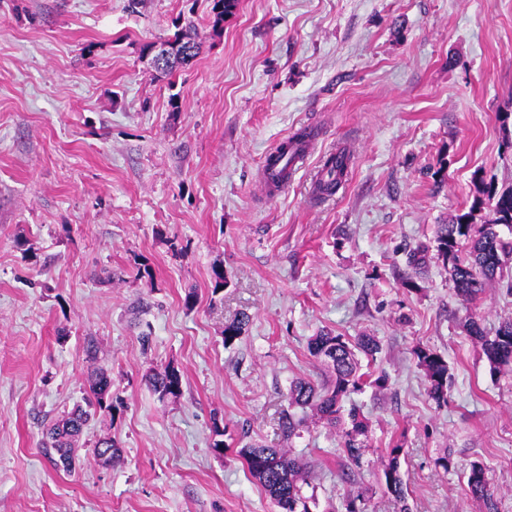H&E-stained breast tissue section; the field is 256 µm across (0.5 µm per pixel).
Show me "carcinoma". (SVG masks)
Masks as SVG:
<instances>
[{"mask_svg":"<svg viewBox=\"0 0 512 512\" xmlns=\"http://www.w3.org/2000/svg\"><path fill=\"white\" fill-rule=\"evenodd\" d=\"M214 23L235 13L238 0H211ZM170 47L172 59L158 71L171 74L177 68L193 60L199 50L198 33L189 25L178 29L171 37L163 40ZM345 168L336 165V177L320 180L315 185L319 196L337 192L343 183ZM487 196L477 198L473 207L490 205L491 218L478 234H473L470 224L471 213L457 214L446 224H439L435 230V254L423 247L410 254L409 263L415 267H425L436 258L451 269V277L456 295L469 308L475 309L484 292L487 281L503 275L504 269L512 261V238L500 236L497 227L503 225L512 233V189L501 192L487 185L478 189ZM250 317L241 314L224 327V344L229 345L238 339L249 323ZM468 336L480 344L489 364L490 372L495 373L504 366L512 365V320L503 321L495 330L486 331L476 313L471 312L466 320ZM380 351L379 341L370 335H362L350 340L332 331H321L309 344V352L315 358L332 368L334 377L330 385L318 390L311 382H295L287 394L288 410L281 416V428L287 438L296 435L300 421L290 412L293 407L308 408L319 418L334 426L348 415L351 428L342 431L343 452L354 464H359L364 452V444L358 437L366 431L367 424L356 408L344 411L343 402L354 391L369 384L384 387L386 378L380 374L360 371L356 353L367 358H375ZM418 366L428 382L429 397L436 402H447L451 387V374L448 362L438 352L429 348L415 351ZM150 385L159 398L177 396L181 392L182 376L173 367L155 372L149 378ZM91 396L85 405H78L62 418L56 420L48 431L46 447L61 455L68 462L74 461L75 444L90 419L98 413H112V379L106 371L99 369L89 379ZM403 448L397 444L389 449L387 459L382 462L380 487L391 496L398 506V512H410L408 489L400 471V456ZM251 477L263 489L272 503L280 508L288 505V512H310L309 498L302 494L305 467L297 459L287 455L284 448H265L252 443L243 444L238 450ZM470 497L482 506V512H498L496 490L491 485L487 468L480 461L470 464L465 474Z\"/></svg>","mask_w":512,"mask_h":512,"instance_id":"obj_1","label":"carcinoma"}]
</instances>
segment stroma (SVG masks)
<instances>
[{
	"instance_id": "1",
	"label": "stroma",
	"mask_w": 512,
	"mask_h": 512,
	"mask_svg": "<svg viewBox=\"0 0 512 512\" xmlns=\"http://www.w3.org/2000/svg\"><path fill=\"white\" fill-rule=\"evenodd\" d=\"M179 17L201 49L161 81L141 49ZM302 128L309 159L269 199L263 158ZM339 141L353 167L315 202ZM481 180L512 188V0H239L218 29L210 0H0V512H275L242 440L306 463L312 512L356 491L397 512L378 484L396 442L411 512H480L475 460L512 512V369L491 374L447 266L408 262L451 216L488 221ZM511 280L486 285V329L512 319ZM323 330L381 342L385 387L351 396L369 427L350 482L337 429L309 414L281 430L291 382L330 380L308 349ZM420 346L448 362L446 404ZM168 365L182 388L162 400L146 376ZM97 368L115 408L66 472L46 431ZM103 437L121 449L106 465Z\"/></svg>"
}]
</instances>
